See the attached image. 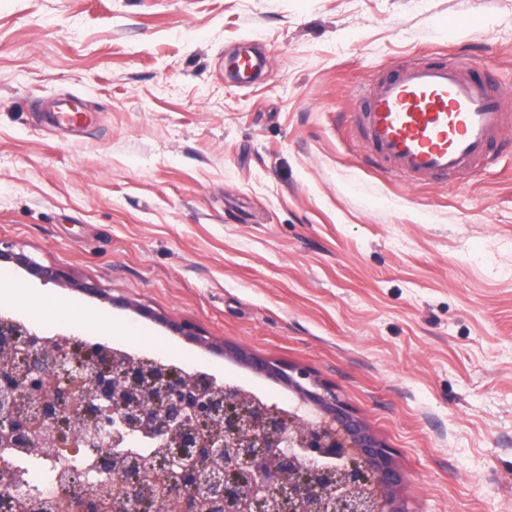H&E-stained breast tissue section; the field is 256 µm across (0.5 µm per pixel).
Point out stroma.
I'll use <instances>...</instances> for the list:
<instances>
[{
  "label": "stroma",
  "mask_w": 512,
  "mask_h": 512,
  "mask_svg": "<svg viewBox=\"0 0 512 512\" xmlns=\"http://www.w3.org/2000/svg\"><path fill=\"white\" fill-rule=\"evenodd\" d=\"M245 48L267 63L240 86ZM448 48L512 99V0H0V240L67 278L0 273L278 402L236 351L307 370L407 512H512V135L411 186L350 125L356 86ZM67 94L88 126L45 112Z\"/></svg>",
  "instance_id": "1"
}]
</instances>
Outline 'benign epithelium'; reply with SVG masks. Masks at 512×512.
Returning a JSON list of instances; mask_svg holds the SVG:
<instances>
[{
	"mask_svg": "<svg viewBox=\"0 0 512 512\" xmlns=\"http://www.w3.org/2000/svg\"><path fill=\"white\" fill-rule=\"evenodd\" d=\"M0 260L13 261L43 283H57L65 272L44 267L11 245L0 247ZM20 349L31 353L30 361L20 374L0 371V415L8 418V435L1 448L15 444L51 445L49 437L37 438L30 421L21 418L15 399L22 390L30 395L44 392L49 371L66 364L64 354L48 358L43 353L45 340L33 330L23 333ZM87 369L72 375L44 409V417H52L53 407L68 403L91 419V427L81 434L84 447L94 451L112 445V459L103 461L105 470L116 473L124 458L136 452L122 444L126 432L138 429L153 440L154 447L192 441L195 426L204 419L215 418L242 388L221 384L215 377L195 378L171 375L161 358L153 361V385L164 396L162 406L128 407L126 378L95 368L96 360L109 348L102 339L84 344ZM238 359L257 375L283 381L298 392L302 404L313 416L306 419L287 413L274 402L262 398L253 408L257 424L241 428L237 420L227 417L224 431L196 441L192 451L169 456L166 465L175 477L172 488L179 491L183 512H198L206 502L208 512H224V501L233 497L251 503L256 509L265 504V495L288 487L294 512H407L397 496L403 475L391 459L390 449L378 441L329 389L321 392L306 386L308 372L286 369L255 358L244 351ZM92 384V401H79L83 386ZM212 457L223 465L204 472L196 465L197 457ZM248 470L250 483L244 489L226 483L222 474L238 469Z\"/></svg>",
	"mask_w": 512,
	"mask_h": 512,
	"instance_id": "7a95c632",
	"label": "benign epithelium"
}]
</instances>
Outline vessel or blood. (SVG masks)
Returning a JSON list of instances; mask_svg holds the SVG:
<instances>
[{"instance_id":"1","label":"vessel or blood","mask_w":512,"mask_h":512,"mask_svg":"<svg viewBox=\"0 0 512 512\" xmlns=\"http://www.w3.org/2000/svg\"><path fill=\"white\" fill-rule=\"evenodd\" d=\"M265 66L252 54L234 81L248 84ZM356 123L381 171L414 182L466 174L512 130L502 90L463 54L433 62L419 55L355 90Z\"/></svg>"}]
</instances>
